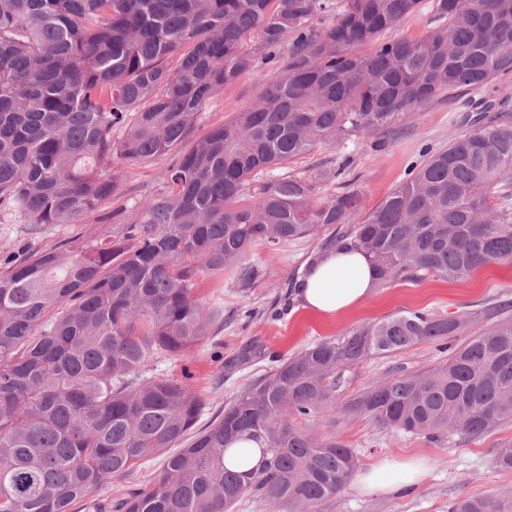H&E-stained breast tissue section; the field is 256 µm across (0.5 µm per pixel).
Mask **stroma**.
I'll list each match as a JSON object with an SVG mask.
<instances>
[{
  "mask_svg": "<svg viewBox=\"0 0 512 512\" xmlns=\"http://www.w3.org/2000/svg\"><path fill=\"white\" fill-rule=\"evenodd\" d=\"M281 65L278 59L258 64L213 96L196 126V137L249 106L260 88L278 79ZM504 94L512 97V76L425 105L409 114L395 136L364 133L324 144L291 161L288 168L301 175L322 174L321 197L350 188L362 194L367 207H374L405 179L411 166L423 162L425 147H446L449 135L463 136L472 130L471 101ZM174 160L169 154L151 165L125 169L115 197L69 224H22L0 210V274L7 273L15 260L60 242L108 235L113 226L105 222V215L133 211L143 199L162 191ZM320 244V239L310 237L275 249L255 247L250 259L262 275L248 289L239 288L228 271L198 278L196 292L207 300L210 313L204 336L186 355H162L151 366L156 375L189 378L204 401L199 426L221 418L225 404L267 373L278 358L348 329L409 311L452 318L477 310L481 317L471 325L475 331L512 321V263L483 267L464 282L429 276L380 284L363 304L336 317L308 312L297 298V288ZM443 358L431 342L365 360L345 371L336 398L344 400L395 375L430 370ZM302 428L319 443L339 441L352 448L361 471L383 460L422 457L428 463L424 478L412 490L363 495L350 483L318 505V512H448L453 499L512 488V470L495 463L498 447L512 441V423L478 438L456 435L436 440L383 428L366 417L340 419L331 407L303 422ZM162 464V458H152L134 466L126 479H112L99 493V504L120 503L128 489L148 486Z\"/></svg>",
  "mask_w": 512,
  "mask_h": 512,
  "instance_id": "stroma-1",
  "label": "stroma"
}]
</instances>
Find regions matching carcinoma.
Masks as SVG:
<instances>
[{
  "label": "carcinoma",
  "instance_id": "obj_1",
  "mask_svg": "<svg viewBox=\"0 0 512 512\" xmlns=\"http://www.w3.org/2000/svg\"><path fill=\"white\" fill-rule=\"evenodd\" d=\"M420 0H0V209L23 224H68L112 197L124 168L191 143L168 186L112 239L71 240L0 276V512L73 506L164 456L122 512H233L247 492L314 512L357 462L296 424L329 407L342 373L370 357L457 336L472 322L409 312L320 340L273 367L196 428L185 382L147 377L160 354L204 334L197 278L261 276L252 248L332 230L323 249L364 252L378 283L453 280L512 261V112L430 152L376 208L321 174H278L322 144L398 129L461 88L512 74V0H433L420 38L384 33ZM370 46L368 54L355 51ZM287 48L282 75L231 121L192 139L205 102ZM407 434L474 437L512 422V325L483 329L423 373L394 376L337 406ZM232 440L263 441L259 472L224 465ZM448 512H512V490Z\"/></svg>",
  "mask_w": 512,
  "mask_h": 512
}]
</instances>
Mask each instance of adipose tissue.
Returning <instances> with one entry per match:
<instances>
[{"mask_svg":"<svg viewBox=\"0 0 512 512\" xmlns=\"http://www.w3.org/2000/svg\"><path fill=\"white\" fill-rule=\"evenodd\" d=\"M376 269L363 252L335 249L324 252L301 280L297 296L303 308L336 316L363 303L376 282ZM427 464L422 459L384 462L356 477L357 489L365 494L390 493L416 486Z\"/></svg>","mask_w":512,"mask_h":512,"instance_id":"ef3b65f1","label":"adipose tissue"}]
</instances>
